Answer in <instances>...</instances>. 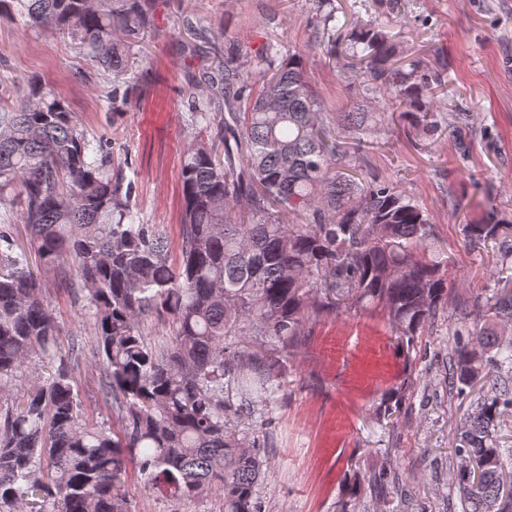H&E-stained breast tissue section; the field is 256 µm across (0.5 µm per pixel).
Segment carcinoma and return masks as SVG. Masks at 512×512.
Instances as JSON below:
<instances>
[{"label":"carcinoma","instance_id":"carcinoma-1","mask_svg":"<svg viewBox=\"0 0 512 512\" xmlns=\"http://www.w3.org/2000/svg\"><path fill=\"white\" fill-rule=\"evenodd\" d=\"M152 0H0L31 28L53 30L86 50L115 80L134 64L132 47ZM322 34L336 20L317 0ZM371 20L330 55L367 62L399 118L424 134L441 127L428 71L398 65ZM211 82L224 84V119L189 104L198 129L183 152L178 257L162 224L133 208L128 163L88 135L46 84L30 79L0 93V208L20 209L38 268L86 292L100 358L92 369L112 426L87 423L73 370L40 279L11 228H0V512H130L128 462L149 489L174 499L210 492L222 512H260L254 485L260 440L234 423L278 386L263 358L229 336L294 343L324 309L383 306L406 344L448 302V261L426 254L432 224L410 195L355 175L345 161L375 144L377 113L362 106L322 111L297 53L268 44L250 59L224 47ZM472 239L497 224H468ZM512 322V289L485 304ZM153 318L163 340L151 341ZM473 324L455 341L461 390L493 374L449 472L468 512H512L497 446L500 408L512 406V339Z\"/></svg>","mask_w":512,"mask_h":512}]
</instances>
